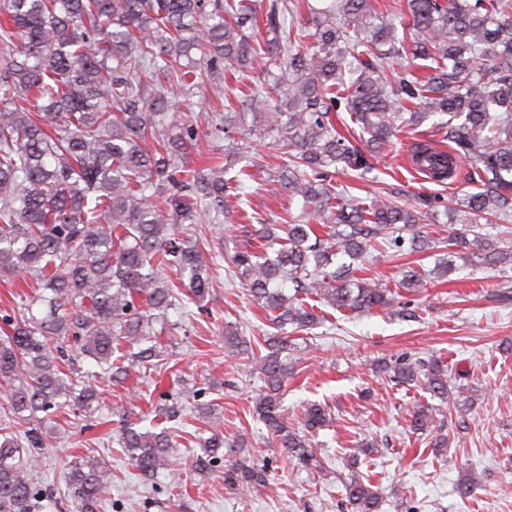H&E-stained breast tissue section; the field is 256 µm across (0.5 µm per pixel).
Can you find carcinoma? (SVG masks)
<instances>
[{"mask_svg": "<svg viewBox=\"0 0 512 512\" xmlns=\"http://www.w3.org/2000/svg\"><path fill=\"white\" fill-rule=\"evenodd\" d=\"M405 7L400 37L374 0H0V277L42 286L0 316V512H39L34 474L46 414L97 402L95 374L81 373L63 343L125 380L147 368L142 354H159L155 325L169 310L185 298L204 306L220 254H206L186 230L224 223L254 176L248 164L198 167L193 156L202 136L247 153L232 135L239 110L252 116L253 135L288 148L272 192L302 201L278 227H253L252 244L231 259L275 329L262 343L252 415L287 457L322 469L310 436L329 424V410L310 404L295 427L284 409L288 332L317 325L315 304L412 318L410 302L395 307L399 289L422 292L455 260L512 268V246L483 233L512 218V0ZM413 59L431 61L430 72L416 73ZM257 66L266 78L247 82ZM202 86L226 102L204 129L181 111ZM430 117L448 145L419 141L411 161L437 181L465 167L468 189L448 207L462 228L448 234L446 257L425 273L407 267L392 289L357 273L384 247L429 249L431 237L413 231L429 213L389 194L348 199L336 175L372 172L398 124ZM123 342L144 349L116 367L112 353ZM224 348L255 356L234 323H224ZM383 371L444 406L459 404L436 358L401 355ZM437 411L411 402L409 427L444 451ZM120 445L149 477L176 447L172 433L135 422ZM242 445L218 427L202 444L210 459L225 460L224 485L240 493L269 483L266 469L235 458ZM110 491L100 460L69 467L83 512H97ZM344 491L351 512H380L371 480L353 472Z\"/></svg>", "mask_w": 512, "mask_h": 512, "instance_id": "obj_1", "label": "carcinoma"}]
</instances>
